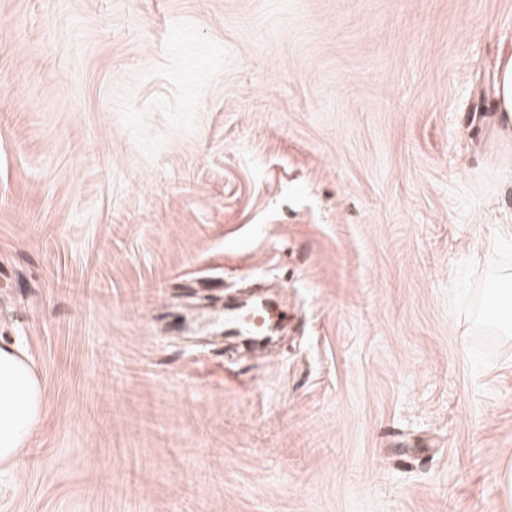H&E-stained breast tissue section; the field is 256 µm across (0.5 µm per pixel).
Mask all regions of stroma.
Returning <instances> with one entry per match:
<instances>
[{"instance_id":"35a3bbf8","label":"stroma","mask_w":512,"mask_h":512,"mask_svg":"<svg viewBox=\"0 0 512 512\" xmlns=\"http://www.w3.org/2000/svg\"><path fill=\"white\" fill-rule=\"evenodd\" d=\"M506 53L512 0H0V512H498ZM497 98L502 119L508 127H512V58L498 65ZM485 290V304L493 308L491 321H485L498 334H512V270H501ZM42 414L43 396L36 374L14 348H0V462L16 458Z\"/></svg>"}]
</instances>
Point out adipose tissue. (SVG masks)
Wrapping results in <instances>:
<instances>
[{
    "label": "adipose tissue",
    "mask_w": 512,
    "mask_h": 512,
    "mask_svg": "<svg viewBox=\"0 0 512 512\" xmlns=\"http://www.w3.org/2000/svg\"><path fill=\"white\" fill-rule=\"evenodd\" d=\"M493 308L490 326L498 334H512V270L496 275L485 290ZM43 414V396L36 374L11 347L0 348V462L16 458L29 441Z\"/></svg>",
    "instance_id": "obj_1"
}]
</instances>
